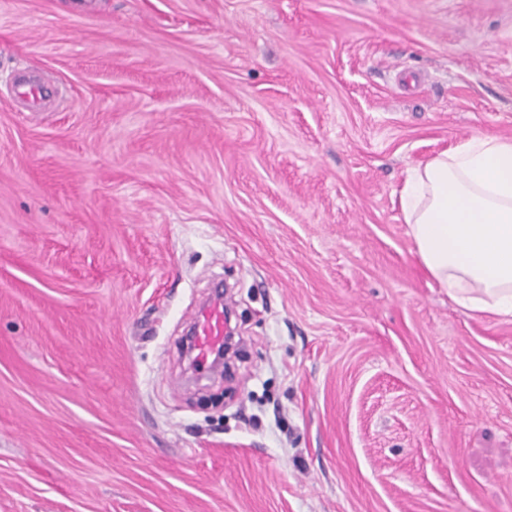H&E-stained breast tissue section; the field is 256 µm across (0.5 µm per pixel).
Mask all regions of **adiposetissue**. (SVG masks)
<instances>
[{"label": "adipose tissue", "instance_id": "ef3b65f1", "mask_svg": "<svg viewBox=\"0 0 512 512\" xmlns=\"http://www.w3.org/2000/svg\"><path fill=\"white\" fill-rule=\"evenodd\" d=\"M400 203L426 273L463 306L512 316V140L475 136L409 169Z\"/></svg>", "mask_w": 512, "mask_h": 512}]
</instances>
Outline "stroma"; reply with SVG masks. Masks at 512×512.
I'll return each instance as SVG.
<instances>
[{
	"mask_svg": "<svg viewBox=\"0 0 512 512\" xmlns=\"http://www.w3.org/2000/svg\"><path fill=\"white\" fill-rule=\"evenodd\" d=\"M477 135L512 0H0V512H512V317L400 205ZM194 349L198 362H205L224 344V304L215 300L203 307L194 322Z\"/></svg>",
	"mask_w": 512,
	"mask_h": 512,
	"instance_id": "obj_1",
	"label": "stroma"
}]
</instances>
